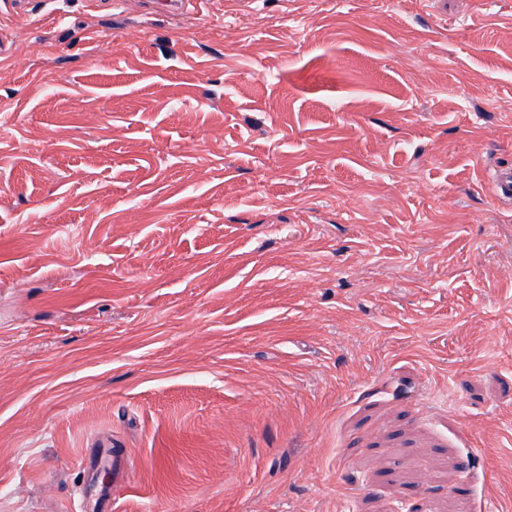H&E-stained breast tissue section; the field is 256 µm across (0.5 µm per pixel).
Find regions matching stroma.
Masks as SVG:
<instances>
[{
	"label": "stroma",
	"mask_w": 512,
	"mask_h": 512,
	"mask_svg": "<svg viewBox=\"0 0 512 512\" xmlns=\"http://www.w3.org/2000/svg\"><path fill=\"white\" fill-rule=\"evenodd\" d=\"M0 40V512H512V0Z\"/></svg>",
	"instance_id": "1"
}]
</instances>
